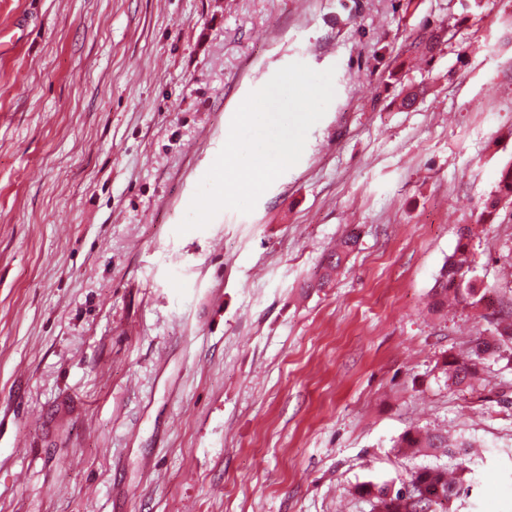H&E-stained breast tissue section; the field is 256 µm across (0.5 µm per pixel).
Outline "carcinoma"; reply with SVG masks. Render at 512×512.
I'll use <instances>...</instances> for the list:
<instances>
[{"label": "carcinoma", "mask_w": 512, "mask_h": 512, "mask_svg": "<svg viewBox=\"0 0 512 512\" xmlns=\"http://www.w3.org/2000/svg\"><path fill=\"white\" fill-rule=\"evenodd\" d=\"M512 200V164L506 165L499 176L494 197L486 205L487 214L497 211L503 201ZM471 229L462 228L455 251L448 256L431 289V310L438 313L448 303V297L459 304H465L474 310L482 306L487 289L479 287L472 276L470 260ZM358 235L354 232L346 235L336 250L322 262L314 286L323 288L332 280L341 267L343 258L357 245ZM494 325L493 340L477 337L469 356L464 360H447L444 363L448 375V386L478 392L475 381L486 361L503 362L512 367V315L498 312L477 315ZM398 448L424 449L435 458L447 457L454 460L455 475H450L448 465L435 464L420 466L412 470L408 478L400 484L393 482L374 483L366 481L357 484L354 492L366 500L371 512H448L449 501L457 495V488L469 480L472 473L466 462L455 459V449L469 448L471 442L466 438L450 437L446 434L409 429L396 443Z\"/></svg>", "instance_id": "1"}]
</instances>
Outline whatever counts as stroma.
I'll return each instance as SVG.
<instances>
[{
	"mask_svg": "<svg viewBox=\"0 0 512 512\" xmlns=\"http://www.w3.org/2000/svg\"><path fill=\"white\" fill-rule=\"evenodd\" d=\"M418 3L0 0V512H369L415 427L473 442L451 512H512V404L449 387L478 322L429 309L464 225L512 307V0ZM293 62L335 71L299 162L177 234ZM512 200V164H507L501 171L494 197L491 202L486 205L487 214H493L497 211L502 201ZM358 235L354 232L347 234L339 243L336 251L331 252L322 262L314 284L310 283L308 287L324 288L332 280L333 275L341 267L343 258L353 250L357 245Z\"/></svg>",
	"mask_w": 512,
	"mask_h": 512,
	"instance_id": "obj_1",
	"label": "stroma"
}]
</instances>
